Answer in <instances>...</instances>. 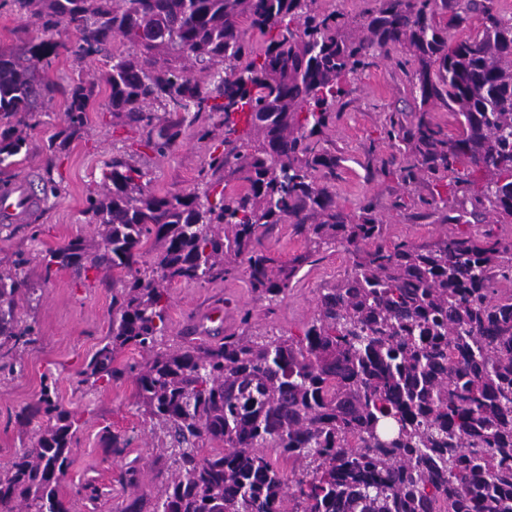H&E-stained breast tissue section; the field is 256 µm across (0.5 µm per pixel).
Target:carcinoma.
I'll return each instance as SVG.
<instances>
[{"label":"carcinoma","instance_id":"cac0c4a2","mask_svg":"<svg viewBox=\"0 0 512 512\" xmlns=\"http://www.w3.org/2000/svg\"><path fill=\"white\" fill-rule=\"evenodd\" d=\"M319 0H14L51 38L0 50V167L26 147V119L47 98L38 70L66 52L105 59L112 115L147 131L165 154L201 112L219 115L202 190L158 195L121 154L105 163L103 191L87 197L96 237L76 236L43 256L52 267L115 271L108 333L80 383L132 377L139 411L163 435L151 512H512V242L461 225L465 214L512 220V16L496 0H374L349 19ZM479 22L451 41L450 30ZM128 43L116 51L112 39ZM402 46L417 62L413 112L391 114L383 139L402 180L462 193L457 231L431 244H382L367 202L336 206L322 146L343 82ZM91 88L72 87L68 135L87 127ZM452 112L448 135L429 106ZM292 226L309 249L280 261L264 240ZM347 244L352 266L320 291L303 335L230 334L162 346L174 282L242 273L252 293H288L317 250ZM151 243L154 267L140 265ZM35 288L0 272V361L38 342L16 313ZM128 347L145 354L116 364ZM45 423L33 445L0 468V512H76L95 498L65 496L79 426L43 384L27 408ZM216 443L205 450L201 444ZM127 463L115 481L141 486Z\"/></svg>","mask_w":512,"mask_h":512}]
</instances>
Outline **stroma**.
Segmentation results:
<instances>
[{"label":"stroma","mask_w":512,"mask_h":512,"mask_svg":"<svg viewBox=\"0 0 512 512\" xmlns=\"http://www.w3.org/2000/svg\"><path fill=\"white\" fill-rule=\"evenodd\" d=\"M44 37L38 20L22 16L11 0H0V50ZM405 54L402 47L391 48L389 54L378 56L373 66L347 80L323 146L340 160L330 180L340 209L353 214L364 201H372L386 226L388 241L432 243L445 237L452 226L440 217L427 216L420 201L430 194L428 183L405 184L397 166L390 162V149L381 140L382 127L391 113L415 109L414 68L397 64ZM103 66V59L81 63L67 54L53 60L41 74L51 92L35 125L27 131V147L14 166L0 170V182L25 176L38 183L49 176L56 185L30 223L0 224V269L16 259H26L29 280L37 292L31 300H19L17 314L36 323L40 332L38 343L23 354L20 366L0 370V466L34 441L42 417L26 421L19 414L38 401L43 375L52 376L58 400L80 426L63 490L68 493L86 483L99 490L95 500L82 505V512H121L132 492L114 481V473L133 460L151 470L160 459V443L143 421L130 380L95 390L78 382V371L108 332L111 280L82 282L68 269L44 277L41 255L74 236L94 235L86 198L101 189L104 163L112 155H131L133 163L145 172L151 191L174 193L196 188L198 171L209 150L208 144L197 140L196 127H185L166 154L153 152L143 145L140 132L113 117L109 91L102 85L91 98L85 132L65 137L63 118L71 85ZM350 267L344 244H332L319 253L314 265L300 271L284 298L272 303L257 299L241 277L172 284L166 341L172 344L181 336L219 339L242 332L301 334L314 317L320 288L335 282ZM217 304L224 307L223 321L205 320L207 310ZM245 310L252 313L247 326L240 322ZM109 430L130 438L123 455L112 454L105 437Z\"/></svg>","instance_id":"1"}]
</instances>
